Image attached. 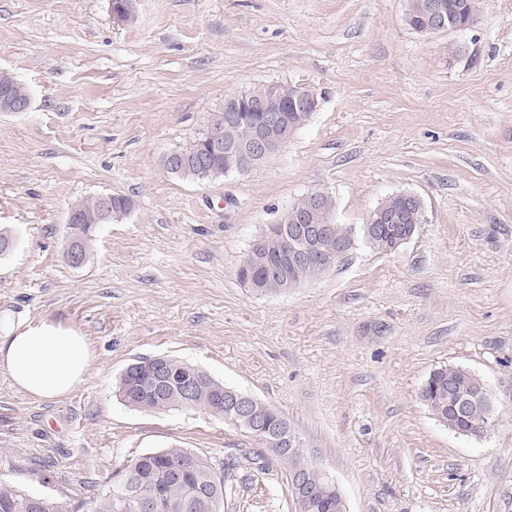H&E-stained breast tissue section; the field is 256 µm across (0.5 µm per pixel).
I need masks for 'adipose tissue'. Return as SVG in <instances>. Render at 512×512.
Listing matches in <instances>:
<instances>
[{
  "label": "adipose tissue",
  "mask_w": 512,
  "mask_h": 512,
  "mask_svg": "<svg viewBox=\"0 0 512 512\" xmlns=\"http://www.w3.org/2000/svg\"><path fill=\"white\" fill-rule=\"evenodd\" d=\"M94 361L76 326L49 317L0 319V370L32 400L66 397L87 381Z\"/></svg>",
  "instance_id": "obj_1"
}]
</instances>
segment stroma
Masks as SVG:
<instances>
[{
	"label": "stroma",
	"instance_id": "stroma-1",
	"mask_svg": "<svg viewBox=\"0 0 512 512\" xmlns=\"http://www.w3.org/2000/svg\"><path fill=\"white\" fill-rule=\"evenodd\" d=\"M406 0H0V70L28 111L0 112V314L77 326L96 360L35 401L0 371V479L89 505L129 458L185 448L223 467L224 512H297L286 465L222 417L147 412L122 371L169 356L282 413L347 512H512V0L468 29H408ZM301 84L319 107L264 165L168 172L226 96ZM328 190L358 226L388 196L424 203L393 253L364 242L313 280L260 294L236 268L299 198ZM135 207L64 258L75 202ZM478 375L498 418L460 435L420 398L429 374Z\"/></svg>",
	"mask_w": 512,
	"mask_h": 512
}]
</instances>
